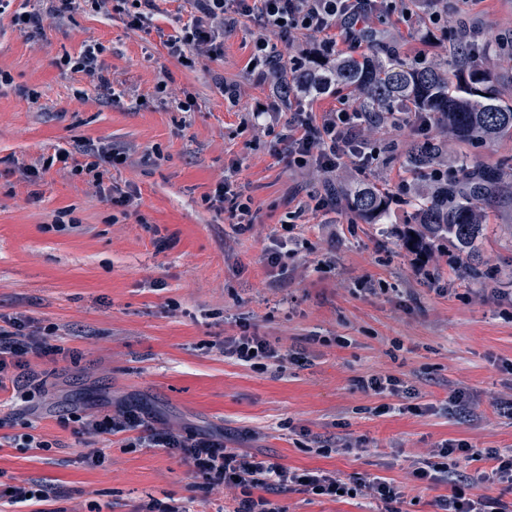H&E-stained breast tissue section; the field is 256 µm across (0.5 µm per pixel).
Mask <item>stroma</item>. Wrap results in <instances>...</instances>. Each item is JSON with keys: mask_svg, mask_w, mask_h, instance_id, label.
Listing matches in <instances>:
<instances>
[{"mask_svg": "<svg viewBox=\"0 0 512 512\" xmlns=\"http://www.w3.org/2000/svg\"><path fill=\"white\" fill-rule=\"evenodd\" d=\"M14 9L46 14L41 33L0 17V317L54 326L52 344L69 358H31L42 386L35 413L13 410L0 394V482L39 480L61 489L57 512H135L153 499L192 512L234 507L237 490H205L179 457L74 434L60 419L109 412L123 401L157 414L156 427L223 430L231 447L288 467L334 472L348 483L380 476L403 493L401 512H437L448 484L415 480L412 464L447 440L478 450L512 451V208H497L480 245L496 279L476 282L431 253L426 274L400 237L397 221L366 223L336 208L305 210L325 194L326 174L274 157V136L243 124L261 91L248 64L259 24L242 19L224 34V54L194 68L168 56L164 36L186 23L189 0H159L147 31L124 12L83 8L57 16L47 0H15ZM397 23L388 0L367 19L392 32L396 56L446 61L453 43L478 34L512 41V0H448V28H431L413 7ZM101 44L98 64L111 85L94 86L62 69L63 55ZM168 105H159L158 80ZM240 87L238 105L219 86ZM193 96L196 107L178 111ZM377 157L344 177L395 189L405 178L412 136L365 128ZM112 143L127 160L101 163L102 187L83 174L45 167L55 150ZM41 169L37 184L20 169ZM258 210L239 234L209 200L225 174ZM120 185L128 205H113ZM292 232H284L287 220ZM170 248H156L158 238ZM287 238L280 277L267 257ZM261 336L286 354L282 368L224 357L225 337ZM396 379L400 393L377 395L362 380ZM470 413L461 416L457 401ZM392 405L383 414L382 405ZM30 433L50 449L16 447ZM102 449V466L84 456ZM284 512H373L365 495L333 500L302 491L276 498Z\"/></svg>", "mask_w": 512, "mask_h": 512, "instance_id": "obj_1", "label": "stroma"}]
</instances>
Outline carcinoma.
Masks as SVG:
<instances>
[{"mask_svg": "<svg viewBox=\"0 0 512 512\" xmlns=\"http://www.w3.org/2000/svg\"><path fill=\"white\" fill-rule=\"evenodd\" d=\"M481 44L460 43L453 47V60L417 65L397 58L336 57L316 61L293 76L288 68L279 73L284 87L297 80L310 98L336 84L354 88L362 97V110L370 113L399 112L403 108L431 114L438 134L415 138L408 151L407 170L421 177L415 183L414 212L406 244L431 250L446 241L466 254V276L472 280L492 278L483 268L480 243L487 234L488 210L512 199V156L495 165L461 159L453 173L446 170L448 141L470 146L512 138V100L499 91L494 76L472 65L486 53ZM347 208L363 220L388 217L390 195L375 186L336 188Z\"/></svg>", "mask_w": 512, "mask_h": 512, "instance_id": "carcinoma-1", "label": "carcinoma"}]
</instances>
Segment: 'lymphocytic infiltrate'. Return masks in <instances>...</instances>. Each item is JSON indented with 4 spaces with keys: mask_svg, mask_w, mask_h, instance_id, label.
Here are the masks:
<instances>
[{
    "mask_svg": "<svg viewBox=\"0 0 512 512\" xmlns=\"http://www.w3.org/2000/svg\"><path fill=\"white\" fill-rule=\"evenodd\" d=\"M193 12L178 34L167 36L164 46L170 57L185 67H193L203 59L221 56L225 31L238 26L241 19L257 18L261 32L256 37L251 76L256 84L275 85L281 65L295 72L306 63L336 54L338 42L361 46L366 20L375 0H191ZM339 37H332V30ZM316 36L312 49L281 57L277 43H290L292 34ZM363 114L360 108L342 105L338 109L316 114L306 110L297 93H290L287 106L269 99L263 107L247 115L252 124L276 130L271 147L275 157H287L289 163L304 167L312 165L325 173H335L346 162L367 165L360 135ZM213 201L219 202L238 232H246L253 222L251 204L242 189L232 181L222 180L214 190ZM54 327L38 332L27 321L13 318L0 324V392L12 393L17 406L31 400L25 390L22 371L28 370L34 357L61 355V346L52 344ZM221 350L225 356L244 364L259 360L282 362L283 357L259 336L225 338ZM77 433L100 435L127 434V447L162 448L178 455L188 465L190 475L201 486H224L240 490L232 512H282L273 502L274 494L299 490L319 496L338 498L348 485L340 477L327 473L299 470L240 453L228 447L223 435L195 431L175 433L154 427L149 414L140 407L127 405L115 414L103 416L73 415ZM472 460L488 457L490 469L478 472L476 479L490 484L512 485V453L496 451L481 453L466 442H446L437 447L433 459L414 463L413 475L427 483L446 482L448 495L438 501L440 512H512V507L499 499L481 495L466 497L452 477L460 457Z\"/></svg>",
    "mask_w": 512,
    "mask_h": 512,
    "instance_id": "1",
    "label": "lymphocytic infiltrate"
}]
</instances>
